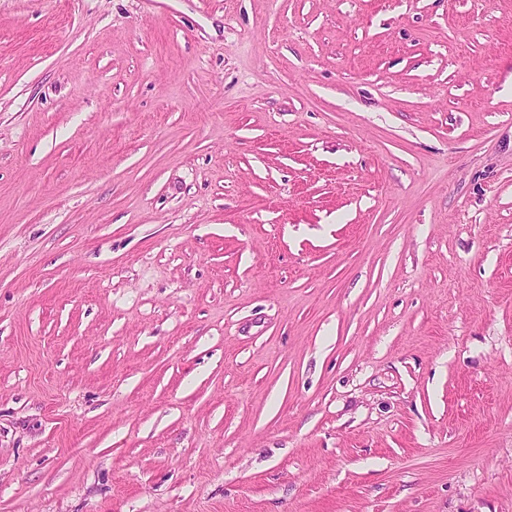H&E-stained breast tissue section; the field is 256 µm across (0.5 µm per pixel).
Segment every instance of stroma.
Returning a JSON list of instances; mask_svg holds the SVG:
<instances>
[{"label": "stroma", "mask_w": 512, "mask_h": 512, "mask_svg": "<svg viewBox=\"0 0 512 512\" xmlns=\"http://www.w3.org/2000/svg\"><path fill=\"white\" fill-rule=\"evenodd\" d=\"M0 512H512V0H0Z\"/></svg>", "instance_id": "35a3bbf8"}]
</instances>
